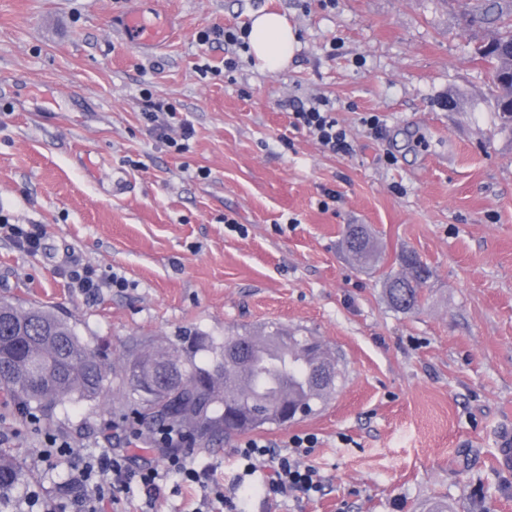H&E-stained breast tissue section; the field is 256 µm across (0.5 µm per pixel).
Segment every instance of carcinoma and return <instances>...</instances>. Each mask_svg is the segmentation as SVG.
<instances>
[{
	"instance_id": "1",
	"label": "carcinoma",
	"mask_w": 512,
	"mask_h": 512,
	"mask_svg": "<svg viewBox=\"0 0 512 512\" xmlns=\"http://www.w3.org/2000/svg\"><path fill=\"white\" fill-rule=\"evenodd\" d=\"M500 30L477 46L474 59L487 74L502 127L512 130V0L498 8ZM346 251L363 268L376 266L378 251L367 224H350L344 238ZM430 269L408 253L402 271L385 277L384 288L392 307L401 312L419 308L422 286ZM239 342L240 360L224 374L225 345L205 336H190L188 347L150 349L130 355L120 373L119 387L137 396L123 406L124 416L148 419L159 427L173 426L195 440L252 431L274 424L271 412L305 406L326 399L342 379L339 362L322 350L311 336H291L276 330L266 336H226ZM201 352L211 355L212 366L197 362ZM183 360L184 371L173 360ZM109 373L95 350L83 342L68 321L36 305L23 307L0 300V393L17 404L48 409L75 396L98 397ZM22 476L21 459L0 449V494L11 490Z\"/></svg>"
}]
</instances>
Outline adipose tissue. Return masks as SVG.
Listing matches in <instances>:
<instances>
[{
	"instance_id": "1",
	"label": "adipose tissue",
	"mask_w": 512,
	"mask_h": 512,
	"mask_svg": "<svg viewBox=\"0 0 512 512\" xmlns=\"http://www.w3.org/2000/svg\"><path fill=\"white\" fill-rule=\"evenodd\" d=\"M248 42L249 56L257 67L268 71L286 66L298 47L297 33L287 18L267 11L253 14Z\"/></svg>"
}]
</instances>
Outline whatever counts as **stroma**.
Masks as SVG:
<instances>
[{
  "label": "stroma",
  "mask_w": 512,
  "mask_h": 512,
  "mask_svg": "<svg viewBox=\"0 0 512 512\" xmlns=\"http://www.w3.org/2000/svg\"><path fill=\"white\" fill-rule=\"evenodd\" d=\"M262 10L298 33L282 70L197 39ZM133 12L167 37L126 42L116 28ZM492 33L466 0H0V214L43 231L34 253L0 234V299L70 320L115 372L144 345L196 333L316 337L341 361L335 394L253 435L282 446L316 434L324 491L267 501L254 487L246 512H512V465L498 464L512 437V133L472 59ZM319 96L350 153L294 127L286 101ZM150 99L177 108L167 139L150 131ZM183 120L194 135L178 152L167 140ZM351 224L374 229L378 270L345 253ZM407 252L432 276L419 309L401 313L382 276ZM74 261L126 285L74 288ZM130 401L110 383L34 424L0 403V448L23 462L0 512L68 480L38 457L51 438L80 458L110 449L134 469L162 464L152 423L132 440L120 430ZM242 440L180 449L228 487ZM201 495L171 479L154 503L134 487L107 512H195Z\"/></svg>",
  "instance_id": "35a3bbf8"
}]
</instances>
